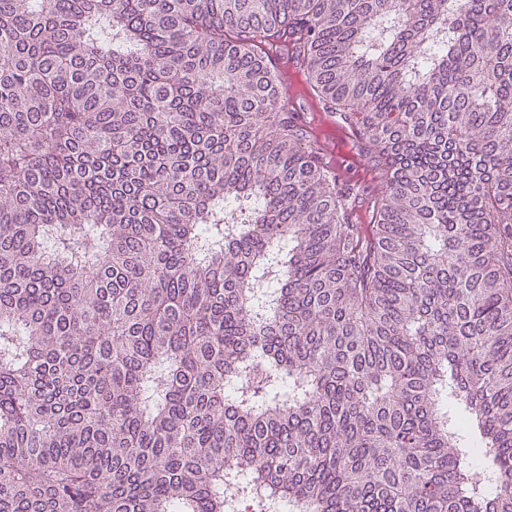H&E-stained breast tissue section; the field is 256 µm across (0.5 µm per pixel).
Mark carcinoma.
Wrapping results in <instances>:
<instances>
[{
	"mask_svg": "<svg viewBox=\"0 0 512 512\" xmlns=\"http://www.w3.org/2000/svg\"><path fill=\"white\" fill-rule=\"evenodd\" d=\"M0 512H512V0H0ZM288 92L299 101L298 112L324 144V157L340 183L371 185L373 172L365 157L359 135L339 117L325 112L318 98L309 92L304 77L288 67ZM308 110L310 112H308Z\"/></svg>",
	"mask_w": 512,
	"mask_h": 512,
	"instance_id": "carcinoma-1",
	"label": "carcinoma"
}]
</instances>
